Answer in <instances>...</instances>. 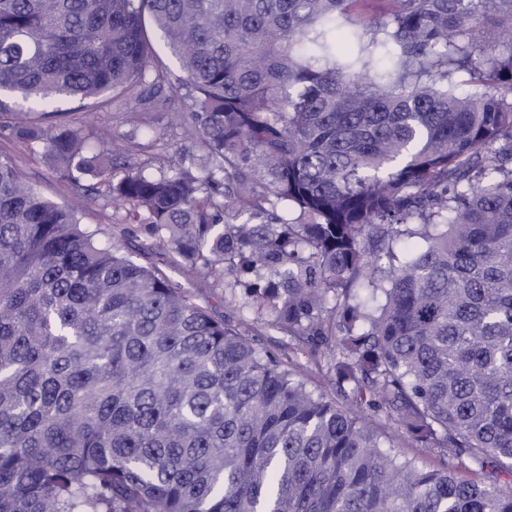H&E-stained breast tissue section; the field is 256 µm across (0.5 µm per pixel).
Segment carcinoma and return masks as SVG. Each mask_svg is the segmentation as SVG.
<instances>
[{
  "label": "carcinoma",
  "mask_w": 512,
  "mask_h": 512,
  "mask_svg": "<svg viewBox=\"0 0 512 512\" xmlns=\"http://www.w3.org/2000/svg\"><path fill=\"white\" fill-rule=\"evenodd\" d=\"M365 2L0 0V93L29 108L184 92L201 176L13 130L211 287L237 277L344 400L0 159V512H512V0ZM309 355V348H305L304 351L292 355L293 361L300 365L299 375L306 381L309 389L335 398L336 402L341 404L343 401L336 392V387L331 383L328 377L315 366ZM377 432L386 446H391L401 456L415 460L426 469H443L448 465L446 455L417 448L402 436L400 429L392 422L384 423L381 421V426H377Z\"/></svg>",
  "instance_id": "carcinoma-1"
}]
</instances>
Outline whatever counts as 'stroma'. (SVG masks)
I'll list each match as a JSON object with an SVG mask.
<instances>
[{"mask_svg": "<svg viewBox=\"0 0 512 512\" xmlns=\"http://www.w3.org/2000/svg\"><path fill=\"white\" fill-rule=\"evenodd\" d=\"M164 94L167 101L161 107L120 100L113 102L104 96L86 105L62 100L54 109L61 112L63 121L82 136L89 151L104 152L106 163L117 173L142 170L155 174L167 158L176 156L180 158L183 170L201 175L207 165V154L199 143L185 137L190 117L184 110V102L175 90L165 89ZM0 156L7 158L23 180L41 196L76 210L80 224L96 232L100 243L113 239L123 242L131 259L160 268L175 286L190 289L195 301L211 316L256 334L265 349L280 350L284 337L268 328L263 312L244 306L240 295L230 288L208 287L180 259L151 247L149 240L135 226L123 222L122 210L103 198L87 199L45 163L39 150L17 142L12 128L1 122ZM377 432L395 452L415 460L424 468L441 469L448 463L447 456L414 446L394 423L381 424Z\"/></svg>", "mask_w": 512, "mask_h": 512, "instance_id": "obj_1", "label": "stroma"}]
</instances>
